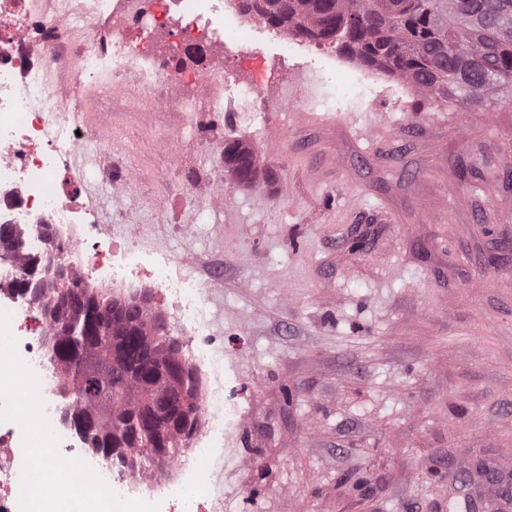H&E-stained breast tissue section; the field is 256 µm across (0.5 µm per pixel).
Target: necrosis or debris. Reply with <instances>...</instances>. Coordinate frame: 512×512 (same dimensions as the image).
Returning <instances> with one entry per match:
<instances>
[{
    "mask_svg": "<svg viewBox=\"0 0 512 512\" xmlns=\"http://www.w3.org/2000/svg\"><path fill=\"white\" fill-rule=\"evenodd\" d=\"M241 7L225 0H0V224L12 225L0 246V512H99L109 499L118 512H210L207 482L197 458L224 439V396L208 392L199 412L208 421L196 439V460L176 459L131 478L109 457L88 451L65 420L45 338L49 324L16 282L31 264L65 267L82 284L116 297L146 282L176 313L180 333L202 364L217 361L199 344L209 328L199 285L172 277L166 257L144 248L137 215L119 211L127 230L109 234L95 202L75 203L52 185L100 124L115 112L221 111L224 75L212 63L224 52L226 29H240ZM138 31L139 44L127 34ZM110 83H100L102 71ZM180 129L157 142L199 211L222 207L230 179L223 167L202 169L177 146ZM120 144H107L96 176L109 200L143 186L136 166L112 167ZM32 414L45 421L53 450L42 454L40 434L20 420L14 404L28 380ZM72 465L71 480L46 484L45 470Z\"/></svg>",
    "mask_w": 512,
    "mask_h": 512,
    "instance_id": "obj_1",
    "label": "necrosis or debris"
}]
</instances>
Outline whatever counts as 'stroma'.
Returning <instances> with one entry per match:
<instances>
[{
    "label": "stroma",
    "instance_id": "stroma-1",
    "mask_svg": "<svg viewBox=\"0 0 512 512\" xmlns=\"http://www.w3.org/2000/svg\"><path fill=\"white\" fill-rule=\"evenodd\" d=\"M225 41L213 118L253 149L255 183L205 214L128 201L206 289L225 354L198 373L243 439L201 462L215 512H464L475 467L512 458V103L463 111L266 24ZM256 80L264 107L238 111ZM112 135L140 145L152 194L178 195L145 117L113 113Z\"/></svg>",
    "mask_w": 512,
    "mask_h": 512
}]
</instances>
